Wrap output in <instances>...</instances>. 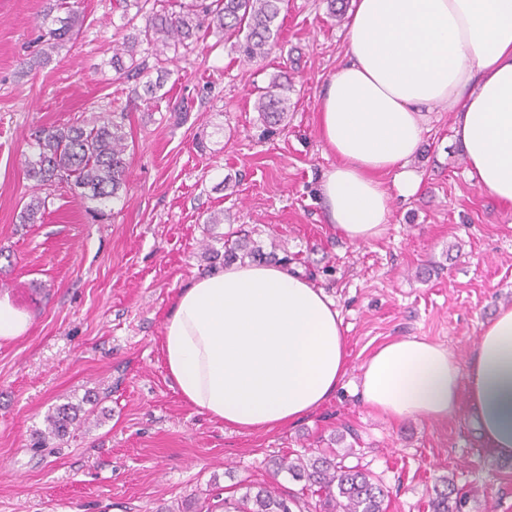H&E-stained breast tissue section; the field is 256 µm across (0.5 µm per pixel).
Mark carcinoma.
Masks as SVG:
<instances>
[{
  "mask_svg": "<svg viewBox=\"0 0 512 512\" xmlns=\"http://www.w3.org/2000/svg\"><path fill=\"white\" fill-rule=\"evenodd\" d=\"M164 0H123L122 28L134 30L116 42L112 50V69L118 77L130 72L141 74L137 63L138 47L145 44L160 55L170 47L190 46L210 34L224 40L237 39V47L249 59L264 58L277 44V24L284 0H184L179 10L169 11ZM135 13H130V9ZM52 9L67 10L66 17L52 20L53 27L40 35L43 55L75 39L79 14L68 0H56ZM292 87L288 72L271 78L255 101L259 117L269 125L279 126L288 119V91ZM128 132L122 113L104 116L91 127H43L35 132L31 153L24 156L29 179L38 186L66 184L80 190L87 209L102 214L109 205L124 201L128 168ZM45 201L31 198L20 213V223L36 224L42 218ZM259 247L248 246L238 237L224 247V262L263 257ZM93 409L82 404L66 403L48 412L45 430L39 432L34 446L47 448L50 442L62 441L81 420L89 419ZM355 455L349 448L339 453L334 448L317 456L298 454L276 462L277 470L305 482V487L325 495L332 512H386L385 490L379 480L359 465L346 460ZM432 512H453L449 505L455 493L453 482L443 479L433 487ZM299 500L287 498L273 486H260L253 494L238 500L224 499V512H293Z\"/></svg>",
  "mask_w": 512,
  "mask_h": 512,
  "instance_id": "1",
  "label": "carcinoma"
}]
</instances>
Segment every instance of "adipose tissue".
Listing matches in <instances>:
<instances>
[{"instance_id": "obj_1", "label": "adipose tissue", "mask_w": 512, "mask_h": 512, "mask_svg": "<svg viewBox=\"0 0 512 512\" xmlns=\"http://www.w3.org/2000/svg\"><path fill=\"white\" fill-rule=\"evenodd\" d=\"M346 61L321 96V137L336 156L320 186L337 232L353 243L381 235L393 173L402 197L422 115L446 107L479 189L512 204V0H353ZM161 353L183 400L240 432L290 426L330 400L347 371L334 301L274 264H231L179 291ZM359 390L400 421H444L468 400L482 441L512 457V307L499 309L460 365L443 345L402 337L378 347Z\"/></svg>"}]
</instances>
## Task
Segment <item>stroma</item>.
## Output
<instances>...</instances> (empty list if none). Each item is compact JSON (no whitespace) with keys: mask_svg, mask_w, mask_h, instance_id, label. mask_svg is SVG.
<instances>
[{"mask_svg":"<svg viewBox=\"0 0 512 512\" xmlns=\"http://www.w3.org/2000/svg\"><path fill=\"white\" fill-rule=\"evenodd\" d=\"M49 0H0V296L31 320L0 342V512H200L212 495L240 498L302 482L273 459L341 439L388 492L387 512H430L441 479L461 512H512V458L480 441L466 406L445 421L388 419L355 392L383 343L424 337L467 362L500 308L512 306V205L472 184L445 109L425 113L410 167L419 191L392 194L384 232L340 236L320 195L336 163L318 127L324 86L345 60L346 22L326 0H287L276 47L247 60L208 35L193 52L139 51L163 78L149 100L141 80L117 78L110 59L118 0H76V40L43 58L37 36ZM287 70L288 124L253 109L258 88ZM126 115L131 141L124 205L88 214L58 185L35 188L23 155L43 127L90 126ZM46 199L37 224L20 212ZM223 224H207L210 212ZM242 231L335 301L348 371L335 396L292 426L238 432L189 406L160 349L178 291L224 266L223 235ZM96 395L95 422L55 448L35 434L52 407Z\"/></svg>","mask_w":512,"mask_h":512,"instance_id":"35a3bbf8","label":"stroma"}]
</instances>
